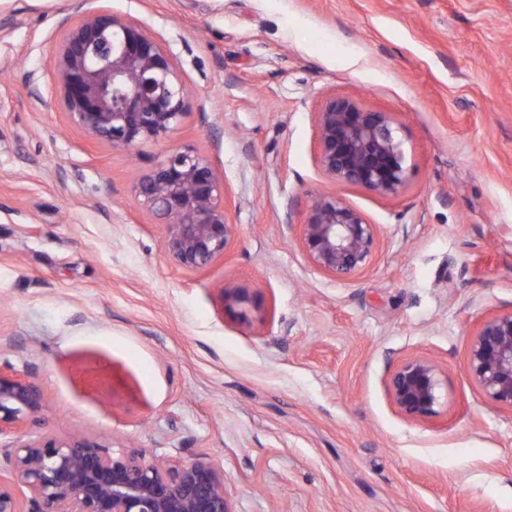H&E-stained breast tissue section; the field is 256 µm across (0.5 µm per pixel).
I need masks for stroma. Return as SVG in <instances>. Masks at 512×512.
Masks as SVG:
<instances>
[{
  "label": "stroma",
  "instance_id": "1",
  "mask_svg": "<svg viewBox=\"0 0 512 512\" xmlns=\"http://www.w3.org/2000/svg\"><path fill=\"white\" fill-rule=\"evenodd\" d=\"M173 54L188 113L166 140L99 143L63 112L51 52L75 0H0V367L44 396L29 439L205 458L231 512H512V410L476 383L479 321L512 311V0H90ZM330 96L390 113L411 157L393 198L328 181ZM223 174L234 241L170 263L131 183L171 149ZM333 192L378 225L350 280L299 218ZM261 310L222 311V286ZM440 373L399 413L401 360ZM439 385L435 366L423 359L403 361L388 381L395 406L406 417L416 420L427 419L436 413Z\"/></svg>",
  "mask_w": 512,
  "mask_h": 512
}]
</instances>
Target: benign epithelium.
<instances>
[{"label": "benign epithelium", "instance_id": "1", "mask_svg": "<svg viewBox=\"0 0 512 512\" xmlns=\"http://www.w3.org/2000/svg\"><path fill=\"white\" fill-rule=\"evenodd\" d=\"M60 104L94 140L132 149L165 140L187 111L186 85L173 57L142 24L106 8H90L54 46ZM319 165L334 184L362 187L378 196L398 194L408 181L403 141L387 112L369 110L352 97H329L316 115ZM138 204L160 218L165 253L176 266L199 270L224 255L233 235L224 180L190 149H172L133 183ZM301 243L309 262L338 279L368 266L377 247V225L334 193L308 206ZM222 309L251 305L245 288H223ZM469 364L478 386L512 409V312L477 327ZM440 380L423 359L400 363L389 393L405 416L436 413ZM39 386L0 370V433L21 431L42 411ZM10 481L0 482V512H231L224 480L211 462L198 459L168 467L146 453L115 456L76 437L17 441L6 457ZM29 492L23 509L14 490Z\"/></svg>", "mask_w": 512, "mask_h": 512}]
</instances>
